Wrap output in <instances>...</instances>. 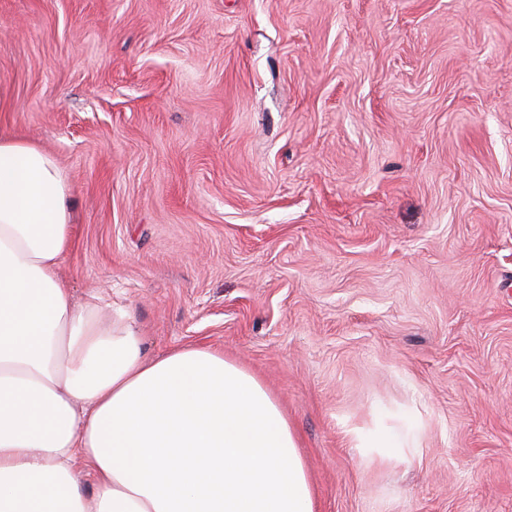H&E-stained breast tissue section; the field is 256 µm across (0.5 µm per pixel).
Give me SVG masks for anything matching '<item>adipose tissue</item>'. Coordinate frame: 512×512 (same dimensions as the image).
Returning <instances> with one entry per match:
<instances>
[{"mask_svg": "<svg viewBox=\"0 0 512 512\" xmlns=\"http://www.w3.org/2000/svg\"><path fill=\"white\" fill-rule=\"evenodd\" d=\"M71 207L53 155L0 137V512H314L256 376L202 346L149 359L127 314L74 304Z\"/></svg>", "mask_w": 512, "mask_h": 512, "instance_id": "1", "label": "adipose tissue"}]
</instances>
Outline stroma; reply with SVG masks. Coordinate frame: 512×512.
I'll list each match as a JSON object with an SVG mask.
<instances>
[{
  "label": "stroma",
  "instance_id": "35a3bbf8",
  "mask_svg": "<svg viewBox=\"0 0 512 512\" xmlns=\"http://www.w3.org/2000/svg\"><path fill=\"white\" fill-rule=\"evenodd\" d=\"M0 134L75 303L257 375L316 512H512V0H0ZM355 440L360 448H404L398 436L387 429H379L369 436L356 433Z\"/></svg>",
  "mask_w": 512,
  "mask_h": 512
}]
</instances>
